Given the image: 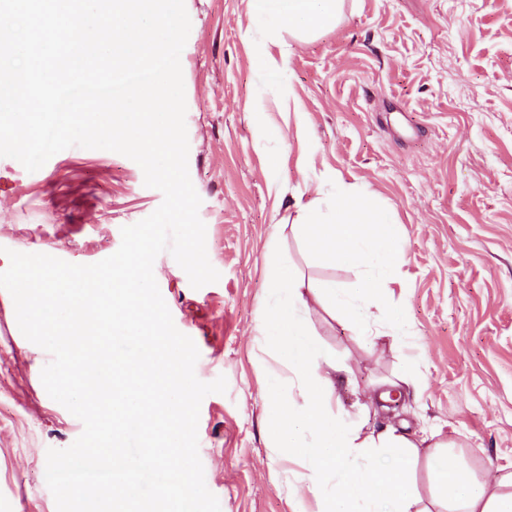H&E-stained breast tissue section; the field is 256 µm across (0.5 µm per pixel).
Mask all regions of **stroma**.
I'll list each match as a JSON object with an SVG mask.
<instances>
[{
  "instance_id": "1",
  "label": "stroma",
  "mask_w": 512,
  "mask_h": 512,
  "mask_svg": "<svg viewBox=\"0 0 512 512\" xmlns=\"http://www.w3.org/2000/svg\"><path fill=\"white\" fill-rule=\"evenodd\" d=\"M185 7L188 169L220 278L193 288L167 252L154 276L199 350L198 379H227L226 393L202 400L198 423L221 512L315 507L295 494L300 465L270 447L257 325L270 246L305 285L355 284V271L319 264L294 229L297 201L334 202L340 182L368 188L401 230L390 298L413 346L402 350L377 319L360 336L316 308L311 329L344 376L339 411L419 439L423 512H443L431 437L453 442L477 479L512 472V0H345L338 24L308 41L257 23L247 0ZM264 53L282 61L278 81L263 75ZM162 200L116 152L74 146L35 172L0 157V271L10 249L99 262ZM408 355L414 384L382 401ZM39 360L51 356L23 336L0 289V512H57L47 451L83 431L47 394Z\"/></svg>"
}]
</instances>
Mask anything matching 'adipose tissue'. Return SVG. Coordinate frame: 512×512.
Returning a JSON list of instances; mask_svg holds the SVG:
<instances>
[{
  "instance_id": "ef3b65f1",
  "label": "adipose tissue",
  "mask_w": 512,
  "mask_h": 512,
  "mask_svg": "<svg viewBox=\"0 0 512 512\" xmlns=\"http://www.w3.org/2000/svg\"><path fill=\"white\" fill-rule=\"evenodd\" d=\"M341 3L248 0L255 20L300 39L334 25ZM296 230L319 262L356 270L359 277L347 290L325 280L305 293L288 264L270 254L259 335L263 351L278 363L264 384L271 446L300 460L299 493L314 499L316 512H415L409 471L416 444L392 428L364 433L362 422L337 412L331 378L336 366L308 329L318 304L351 325L378 311L395 340L409 336L406 314L386 300L396 280L400 231L367 192L341 184L330 211L316 200L300 206ZM429 466L446 512H512V472L480 481L439 453Z\"/></svg>"
}]
</instances>
